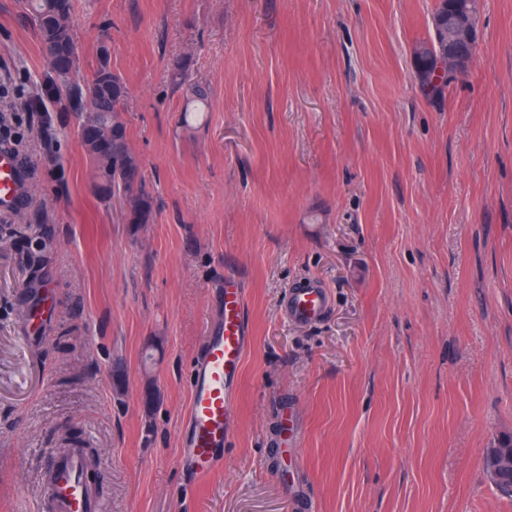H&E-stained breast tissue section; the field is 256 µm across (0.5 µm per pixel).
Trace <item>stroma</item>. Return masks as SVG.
Returning <instances> with one entry per match:
<instances>
[{
	"label": "stroma",
	"instance_id": "1",
	"mask_svg": "<svg viewBox=\"0 0 512 512\" xmlns=\"http://www.w3.org/2000/svg\"><path fill=\"white\" fill-rule=\"evenodd\" d=\"M73 3L83 73L104 38L127 82L154 219L96 192L81 118L0 98L32 186L0 210V512H39L70 433L104 512H512L483 471L512 435V0H481L440 97L413 57L436 0ZM45 70L0 0V79ZM228 278L250 347L193 483L192 367ZM308 281L331 297L313 325L283 305Z\"/></svg>",
	"mask_w": 512,
	"mask_h": 512
}]
</instances>
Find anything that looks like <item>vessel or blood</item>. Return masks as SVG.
Masks as SVG:
<instances>
[{
	"label": "vessel or blood",
	"mask_w": 512,
	"mask_h": 512,
	"mask_svg": "<svg viewBox=\"0 0 512 512\" xmlns=\"http://www.w3.org/2000/svg\"><path fill=\"white\" fill-rule=\"evenodd\" d=\"M26 198V180L13 151L0 148V210L17 208ZM287 314L303 323L320 321L329 307L318 284L295 287L284 300ZM249 347L243 320L242 291L234 280L224 284V308L216 331L205 337L192 369L186 440L179 462L195 479L220 464L230 435L231 386L238 379ZM53 512H103V505L80 450L56 456L45 486Z\"/></svg>",
	"instance_id": "vessel-or-blood-1"
}]
</instances>
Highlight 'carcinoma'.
I'll return each mask as SVG.
<instances>
[{"instance_id":"obj_1","label":"carcinoma","mask_w":512,"mask_h":512,"mask_svg":"<svg viewBox=\"0 0 512 512\" xmlns=\"http://www.w3.org/2000/svg\"><path fill=\"white\" fill-rule=\"evenodd\" d=\"M25 12L36 28L47 69L26 106L31 112H72L84 115L81 137L94 171L96 190L104 198L128 202L127 220L148 224L153 219V198L142 184L141 162L133 152L126 129L128 87L122 75L112 69L107 39L99 45V58L89 82L81 79L77 40L72 28L73 0H23ZM453 13L468 19V0H436L435 14ZM425 53L418 56L420 71L433 74L434 56L444 50L434 30L419 43ZM459 79L442 75L440 82L422 84L428 96H441Z\"/></svg>"}]
</instances>
